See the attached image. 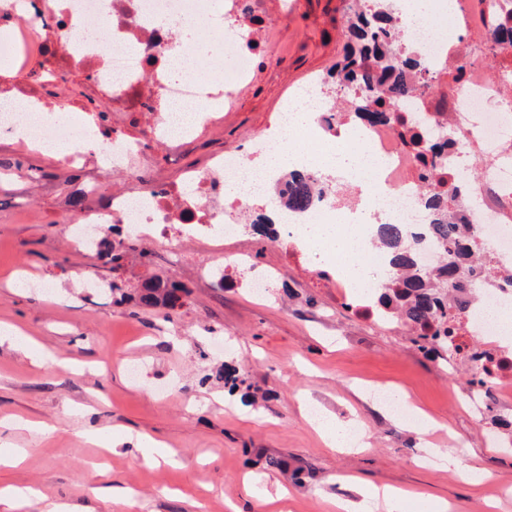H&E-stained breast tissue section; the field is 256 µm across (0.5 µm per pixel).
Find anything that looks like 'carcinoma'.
I'll list each match as a JSON object with an SVG mask.
<instances>
[{
    "label": "carcinoma",
    "instance_id": "carcinoma-1",
    "mask_svg": "<svg viewBox=\"0 0 512 512\" xmlns=\"http://www.w3.org/2000/svg\"><path fill=\"white\" fill-rule=\"evenodd\" d=\"M348 43L343 61L330 71L332 82L358 96L352 107L356 119L371 123H393L402 144L420 162L418 178L423 190L418 204L426 215L425 231L415 233L402 223L382 224L379 240L384 248L386 277L376 298L387 309L385 322L397 320L415 334V343L428 355L440 352L458 356L448 337L457 334L474 306L475 284L490 287L512 286V274L501 272L486 255L459 218L462 185L468 175L459 170L453 180L445 179L448 150L453 141L449 126L432 122L416 111L415 99L432 87L434 76L420 56L408 52L396 16L389 13V0H374L373 8L363 10L361 0H350ZM512 43V7L507 8L490 40L489 50ZM313 178L306 171L291 176L288 204L314 205L322 190L312 191ZM437 250L440 260L427 266L421 254ZM137 251V242L120 237L104 242L97 249L100 259L120 270L128 256ZM189 294L176 282L158 275L147 278L137 292V305L170 311L173 300ZM224 387L230 394L253 400L252 384L232 364L224 365Z\"/></svg>",
    "mask_w": 512,
    "mask_h": 512
}]
</instances>
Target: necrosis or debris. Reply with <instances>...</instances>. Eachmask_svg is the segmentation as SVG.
<instances>
[{"label":"necrosis or debris","mask_w":512,"mask_h":512,"mask_svg":"<svg viewBox=\"0 0 512 512\" xmlns=\"http://www.w3.org/2000/svg\"><path fill=\"white\" fill-rule=\"evenodd\" d=\"M396 11L406 18L407 44L425 47L424 58L437 67L456 42L457 23L446 0H429L425 14H417L416 0H395ZM0 24L11 36L0 42V65L9 67L18 80L28 77L29 52H55L81 70L99 100L112 113L138 112L152 136L164 144L170 156H178L193 144L202 130L223 125L235 91L255 74V59L275 52L277 41L262 11V0H0ZM200 24L223 32V58L197 59L184 26ZM315 113L313 126L298 127L293 136L303 145L319 150L338 148L336 108L323 77L304 86ZM457 106L451 125L462 136L473 137L486 155V179L512 189V153L502 143L512 137V102H503L498 85L477 67H468L455 90ZM189 121H182V110ZM58 121L46 111H27L18 100L0 104V133L41 147L56 143ZM97 125H77L58 160L68 167L83 163L86 142H96L109 168L135 171L146 158L138 140L99 136ZM360 142L382 163L379 176L364 173L361 183L334 176L322 166L311 167L326 193L321 202L304 210L282 209L277 216L288 234L301 238L309 224H332L338 216L355 211L362 194H376L378 186L391 190L396 210L417 215L412 201L416 183L410 175L418 167L413 152L405 149L393 125L365 124ZM250 167L236 153L210 155L203 167L184 168L178 182H157L146 193L112 192L99 211L82 210L67 216L73 224L72 239L78 248H97L105 222L140 224L156 239L168 237L169 229L187 236H206L212 228L232 236L238 217L219 215L215 203L224 196L226 183L248 176ZM464 223L474 225L477 242L489 248L501 269H512V227L481 200L466 205ZM483 313L472 318L457 342L465 356L478 357L481 369L494 374L489 391L497 400H512V350L499 343L503 324L493 308L512 298V287L484 291Z\"/></svg>","instance_id":"1"}]
</instances>
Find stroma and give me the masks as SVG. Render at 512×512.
Segmentation results:
<instances>
[{"label": "stroma", "mask_w": 512, "mask_h": 512, "mask_svg": "<svg viewBox=\"0 0 512 512\" xmlns=\"http://www.w3.org/2000/svg\"><path fill=\"white\" fill-rule=\"evenodd\" d=\"M348 0H267L266 14L279 54L261 58L255 79L237 90L224 124L169 160L147 124L127 117L122 129L137 137L151 159L143 183L174 179L183 166L211 152H245L249 138L272 127L288 94L325 74L343 55ZM52 105L61 121L83 119L87 90L70 69L56 68ZM103 190L123 185L120 173L89 153L65 170L56 158L0 136V325L25 336L0 342V418L43 422L44 438L0 428V443L27 449L16 468L0 466V487L30 485L42 499L69 503L73 512H277L265 494L288 488L286 512H338L335 503L357 484L404 491L403 512L419 503L448 501L453 512H512V444L491 445L496 414L467 397L469 376L447 353L426 355L407 328L384 325L347 306L336 274L318 267L303 242L243 230L165 245L141 242L149 259L130 256L112 273L96 251H79L61 223L78 185ZM236 257L223 281L203 275L219 256ZM187 285L182 309L163 318L135 300L116 305L96 285L120 277L135 291L151 275ZM270 278L262 298L249 283ZM48 280L52 292L22 286V277ZM239 365L261 397L252 405L224 388L225 364ZM137 367L130 376L126 365ZM405 395L417 411L441 423L425 432L416 420L380 412L373 390ZM354 418L369 439L357 453L328 448L307 424L302 402ZM459 449L463 465L482 473L459 482L441 468L438 450ZM170 448L174 462L129 454L137 441ZM115 443L106 452L102 442ZM277 457L299 480L268 467ZM133 490L129 499H96L88 485L95 465Z\"/></svg>", "instance_id": "35a3bbf8"}]
</instances>
